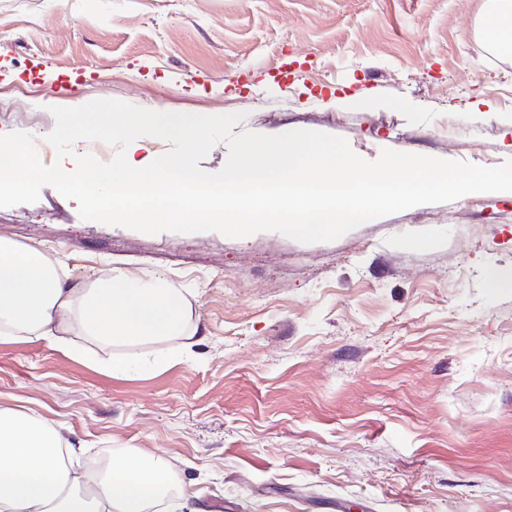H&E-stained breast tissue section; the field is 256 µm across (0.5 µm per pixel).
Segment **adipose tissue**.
<instances>
[{
  "label": "adipose tissue",
  "mask_w": 512,
  "mask_h": 512,
  "mask_svg": "<svg viewBox=\"0 0 512 512\" xmlns=\"http://www.w3.org/2000/svg\"><path fill=\"white\" fill-rule=\"evenodd\" d=\"M482 42L512 55V0H489ZM41 251L0 238V335L47 341L90 363L96 346L189 337L192 308L159 277L133 279L119 267L81 288ZM94 342L76 346L74 337ZM163 457L101 465L41 417L0 409V512H149L173 481Z\"/></svg>",
  "instance_id": "ef3b65f1"
}]
</instances>
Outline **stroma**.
<instances>
[{"mask_svg": "<svg viewBox=\"0 0 512 512\" xmlns=\"http://www.w3.org/2000/svg\"><path fill=\"white\" fill-rule=\"evenodd\" d=\"M486 0H0V132L117 99L246 113L244 129L496 167L512 159V56ZM297 72L278 79L281 66ZM0 237L52 247L69 283L158 276L199 328L185 359L115 376L0 337V408L99 460L166 458L151 512H512V198L418 205L332 242L148 235L43 187ZM490 8L482 22L484 46L503 56L512 55V1L489 0Z\"/></svg>", "mask_w": 512, "mask_h": 512, "instance_id": "35a3bbf8", "label": "stroma"}]
</instances>
